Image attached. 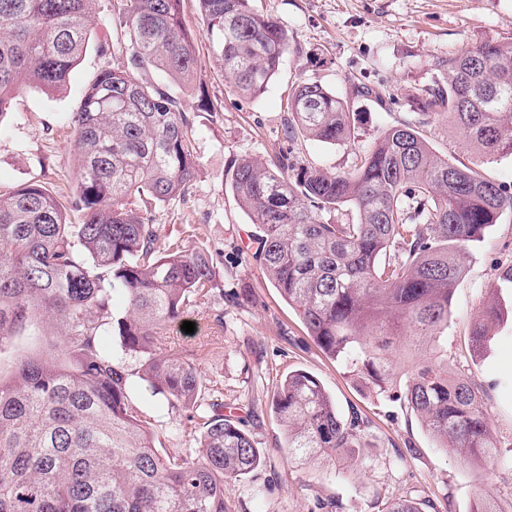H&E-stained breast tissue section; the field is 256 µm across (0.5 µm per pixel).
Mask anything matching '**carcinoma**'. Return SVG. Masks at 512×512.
I'll return each instance as SVG.
<instances>
[{"label": "carcinoma", "mask_w": 512, "mask_h": 512, "mask_svg": "<svg viewBox=\"0 0 512 512\" xmlns=\"http://www.w3.org/2000/svg\"><path fill=\"white\" fill-rule=\"evenodd\" d=\"M96 2L0 0V124L20 91L65 86L86 51ZM198 3L225 83L262 95L291 48L285 27L249 0ZM181 4L113 0L116 37L104 50L115 62L68 117L76 154L69 201L40 180L0 193V350L23 334L61 337L0 381V512H228L224 485L261 463L253 435L224 414V382L199 371L198 351H159L188 306L209 311L224 293L221 255L186 246L192 225L173 233L149 217L151 207L190 193L198 167L181 98L148 76L158 70L193 90L198 55ZM436 67L433 84L404 88L412 117L384 130L349 171L329 174L289 152L271 167L242 158L229 168L265 276L323 353L380 394L393 385L400 347H425L448 324L468 248L512 211V189L478 169L512 155V41L479 42ZM350 112L347 99L307 80L288 96L284 132L290 141L350 146ZM445 118L478 154L473 165L439 157L423 135ZM343 204L357 222L322 219ZM501 320L497 304L483 306L474 352L484 353ZM107 334L137 369L114 358ZM134 377L184 414L181 432L199 434L196 445L155 446L156 421L133 396ZM484 397L478 378L427 359L411 366L401 395L439 447L491 460L500 445ZM272 405L288 454L302 461L344 454L363 431L303 371L277 385ZM380 512L423 510L400 498Z\"/></svg>", "instance_id": "1"}]
</instances>
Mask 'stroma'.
Here are the masks:
<instances>
[{
  "label": "stroma",
  "instance_id": "obj_1",
  "mask_svg": "<svg viewBox=\"0 0 512 512\" xmlns=\"http://www.w3.org/2000/svg\"><path fill=\"white\" fill-rule=\"evenodd\" d=\"M113 0H97L90 38L80 63L63 89L24 90L14 101L0 136V190L32 178L47 182L57 194L68 193L73 136L65 119L81 104L85 87L97 71L111 64L101 46L112 39ZM253 8L277 19L288 31L292 53L267 91L244 97L225 84L203 33L197 0H182L183 16L196 37V83L204 87L215 112L198 111V98L185 95L193 115L198 170L194 190L184 200L157 205L154 223L190 224L194 239L224 257L217 269L225 292L247 290L241 304L224 307V335L213 333L210 315L188 307L184 318L194 333L173 326L160 345L164 354L200 349L202 374L224 382V412L245 420L263 457L262 465L224 489L232 512H321L335 500L336 512H380L385 502L408 497L426 503L425 512H471L484 497L512 507V288L488 292L498 266L512 263V213L503 214L483 241L473 244L464 276L456 283L451 313L431 359L447 357L449 367L479 378L487 392L485 412L501 445L495 462L464 458L435 447L414 413L393 394H380L324 355L311 341L294 309L263 274L253 253V226L226 180L233 159L252 157L273 163L280 153L336 173L351 170L355 149L372 145L387 127L408 116L401 89L427 84L438 58L487 39H512V0H252ZM320 81L349 98L358 137L355 147L313 140L288 142L283 118L288 96L302 81ZM384 90L378 105L355 96L354 83ZM497 304L504 320L493 331L483 356L469 347L471 325L486 303ZM315 376L342 417L359 414L368 428L352 453L306 463L289 457L283 429L271 407L277 383L289 372ZM133 394L159 423L160 447L185 445L182 412L142 381ZM256 417H249V410ZM261 495H253V488Z\"/></svg>",
  "mask_w": 512,
  "mask_h": 512
}]
</instances>
